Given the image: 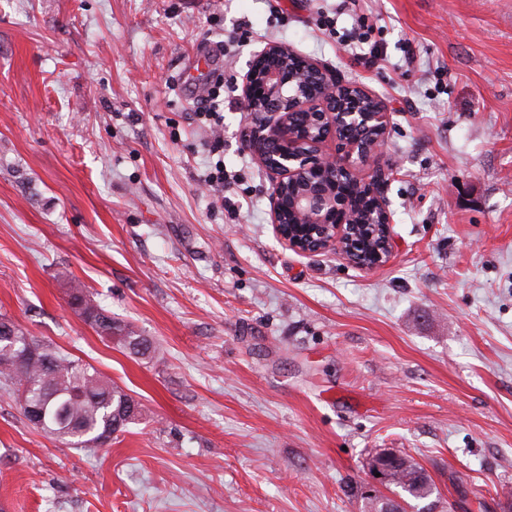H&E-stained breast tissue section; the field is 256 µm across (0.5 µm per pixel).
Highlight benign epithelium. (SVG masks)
<instances>
[{
    "instance_id": "benign-epithelium-1",
    "label": "benign epithelium",
    "mask_w": 512,
    "mask_h": 512,
    "mask_svg": "<svg viewBox=\"0 0 512 512\" xmlns=\"http://www.w3.org/2000/svg\"><path fill=\"white\" fill-rule=\"evenodd\" d=\"M257 84L265 90L259 98L252 92ZM240 104L249 120L246 142L273 180L271 224L280 241L305 255L334 251L363 269L385 265L395 243L385 196L389 168L380 162L391 124L385 102L324 64L271 42L243 76ZM329 140L340 145L342 156L324 150ZM344 180L372 200L362 226L368 238H379L370 264L355 249V226L335 223L338 200L324 191L323 182ZM367 470V495L374 496L389 476L373 458Z\"/></svg>"
}]
</instances>
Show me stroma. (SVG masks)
<instances>
[{"instance_id": "stroma-1", "label": "stroma", "mask_w": 512, "mask_h": 512, "mask_svg": "<svg viewBox=\"0 0 512 512\" xmlns=\"http://www.w3.org/2000/svg\"><path fill=\"white\" fill-rule=\"evenodd\" d=\"M269 42L391 112L386 266L278 241L239 108ZM73 280L154 358L84 323ZM0 314L142 407L73 448L0 390L9 512H367L383 449L438 505L504 512L512 0H0Z\"/></svg>"}]
</instances>
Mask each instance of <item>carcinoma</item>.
<instances>
[{
    "label": "carcinoma",
    "instance_id": "cac0c4a2",
    "mask_svg": "<svg viewBox=\"0 0 512 512\" xmlns=\"http://www.w3.org/2000/svg\"><path fill=\"white\" fill-rule=\"evenodd\" d=\"M69 303L90 322L98 335L115 343L135 357H148L155 348L131 325L112 318L81 284L73 282ZM13 348L20 363L0 364V384L12 391L26 419L35 409L43 411L41 431L78 448L98 447L103 440L123 432L139 417L140 408L128 394L101 377L89 364L26 335L13 322L0 318V352ZM393 470L389 481L392 496L368 500V512H385L394 499L420 503L438 495L434 480L415 459Z\"/></svg>",
    "mask_w": 512,
    "mask_h": 512
}]
</instances>
